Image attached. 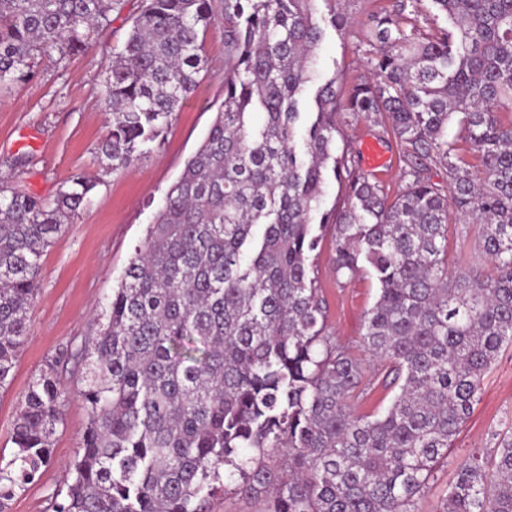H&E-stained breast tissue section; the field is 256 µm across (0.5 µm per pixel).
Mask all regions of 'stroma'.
I'll use <instances>...</instances> for the list:
<instances>
[{
	"instance_id": "1",
	"label": "stroma",
	"mask_w": 512,
	"mask_h": 512,
	"mask_svg": "<svg viewBox=\"0 0 512 512\" xmlns=\"http://www.w3.org/2000/svg\"><path fill=\"white\" fill-rule=\"evenodd\" d=\"M389 0H343L352 18L344 32L327 30L319 50L324 77L338 76L340 87L369 77L377 42L371 34L373 14ZM140 0H124L113 12L93 50L75 55L65 65L42 59L37 76L11 84L0 93V178L33 195L51 199L68 178L82 172L99 179L91 204L67 224L41 260L40 291L29 310L25 338L8 388L0 392V457L11 458L14 422L30 383L67 347L81 344L96 332L94 317L112 294L117 280L168 187L182 172L203 140L224 99V20L215 18L205 36L206 68L194 92L175 112L158 146L122 173L107 169L98 153L109 116L104 104L103 66L112 50L121 48L137 14ZM373 141L385 158L384 172L374 178L388 196L404 187L405 146L393 135L386 119L342 120L337 145L363 160L365 142ZM25 165H16L18 157ZM481 227L449 224L448 266L463 267L465 259L488 265L478 249ZM335 239L324 231L313 256L319 284L327 302V327L337 344L359 352L364 315L374 303L378 284L363 273L347 284L336 281L333 269ZM367 395L356 413L384 410L393 390L381 384L384 368L365 357ZM83 366L59 367L61 381L73 393L65 419L53 436V453L36 480L17 490L5 512H53L56 497L64 495L70 466L79 450L87 415L75 388ZM512 428V346L503 347L481 384L480 400L448 450V461L437 468L417 500L418 512H437L457 466L472 451L491 452L492 432Z\"/></svg>"
}]
</instances>
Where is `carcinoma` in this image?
Instances as JSON below:
<instances>
[{
	"label": "carcinoma",
	"instance_id": "carcinoma-1",
	"mask_svg": "<svg viewBox=\"0 0 512 512\" xmlns=\"http://www.w3.org/2000/svg\"><path fill=\"white\" fill-rule=\"evenodd\" d=\"M123 0H0V86L96 44ZM391 0L373 18V77L341 93L322 77L325 28L341 0H142L104 64L101 154L131 168L197 86L203 45L224 15V101L165 193L97 314L95 336L51 361L17 411L0 465V512L51 458L83 360L87 424L54 512H209L215 483L261 512H417L416 500L512 343V0ZM388 119L407 146L393 200L336 152L341 113ZM511 116L503 124L501 116ZM457 135L448 140V125ZM478 165L463 157L464 147ZM448 186L431 182V165ZM340 209L325 210L328 176ZM98 182L72 176L51 200L0 187V389L29 333L40 261ZM480 224L475 263L448 267V224ZM334 225L336 278L365 271L379 292L361 345L398 389L361 415L364 367L327 331L314 226ZM471 454L439 512H512V437Z\"/></svg>",
	"mask_w": 512,
	"mask_h": 512
}]
</instances>
